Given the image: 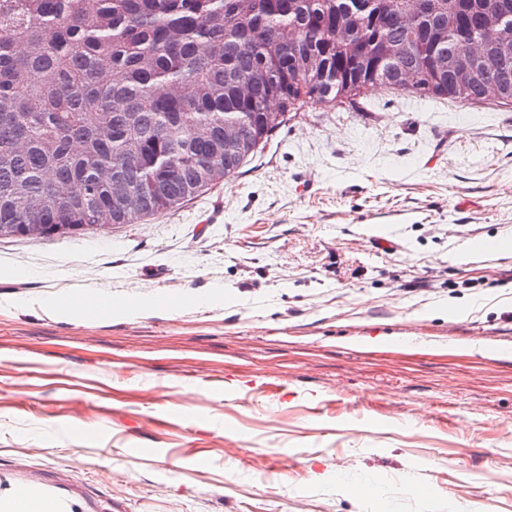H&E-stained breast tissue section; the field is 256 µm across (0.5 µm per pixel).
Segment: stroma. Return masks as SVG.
I'll return each instance as SVG.
<instances>
[{"mask_svg": "<svg viewBox=\"0 0 512 512\" xmlns=\"http://www.w3.org/2000/svg\"><path fill=\"white\" fill-rule=\"evenodd\" d=\"M80 287L113 313L48 311ZM9 478L81 512H512V104L307 99L178 207L0 237Z\"/></svg>", "mask_w": 512, "mask_h": 512, "instance_id": "1", "label": "stroma"}]
</instances>
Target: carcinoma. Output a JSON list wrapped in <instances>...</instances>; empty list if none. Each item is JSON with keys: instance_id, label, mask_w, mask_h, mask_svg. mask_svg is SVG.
<instances>
[{"instance_id": "cac0c4a2", "label": "carcinoma", "mask_w": 512, "mask_h": 512, "mask_svg": "<svg viewBox=\"0 0 512 512\" xmlns=\"http://www.w3.org/2000/svg\"><path fill=\"white\" fill-rule=\"evenodd\" d=\"M377 82L512 103V0H0V236L172 209Z\"/></svg>"}]
</instances>
